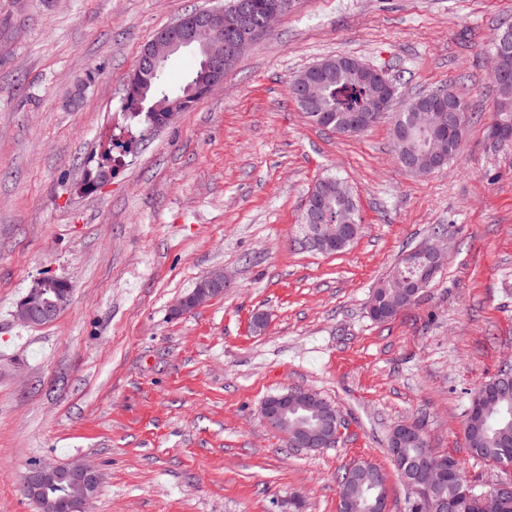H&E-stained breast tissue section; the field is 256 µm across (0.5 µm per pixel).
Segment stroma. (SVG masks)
I'll use <instances>...</instances> for the list:
<instances>
[{
  "label": "stroma",
  "instance_id": "obj_1",
  "mask_svg": "<svg viewBox=\"0 0 512 512\" xmlns=\"http://www.w3.org/2000/svg\"><path fill=\"white\" fill-rule=\"evenodd\" d=\"M218 0H0V512H39L35 463H91L90 512H339V476L387 475L399 423L473 458L474 390L512 366V150L491 147V43L512 0H296L192 109L147 137L126 80L158 30ZM382 71L396 106L444 89L476 112L462 150L431 174L396 160L390 119L358 136L309 121L289 81L327 58ZM133 140L109 160L113 142ZM112 176L95 191L86 173ZM341 178L362 229L344 251L304 244L315 183ZM443 228L448 260L415 304L374 321V288ZM221 296L174 315L197 281ZM49 274L73 289L53 322L14 311ZM301 387L340 411L328 448L290 447L263 420Z\"/></svg>",
  "mask_w": 512,
  "mask_h": 512
}]
</instances>
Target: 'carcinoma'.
I'll return each instance as SVG.
<instances>
[{"label":"carcinoma","mask_w":512,"mask_h":512,"mask_svg":"<svg viewBox=\"0 0 512 512\" xmlns=\"http://www.w3.org/2000/svg\"><path fill=\"white\" fill-rule=\"evenodd\" d=\"M242 10L250 13L255 24L263 22L262 6L268 0H231ZM493 50L501 51L512 58V26L509 25L497 34ZM325 73L317 74L308 68L297 75L290 84L292 98L307 94V83H316L314 88L318 116L311 120H320L328 129L340 132L357 119L371 115L372 101L380 90L383 78L367 69L358 60L339 56L321 61ZM167 63L160 64L154 74L148 76L139 100L126 101L129 119L140 126V132L150 133L158 126L154 124L158 114L167 111L171 97L191 89L202 77V66L186 72L176 82L166 71ZM497 88L496 108L488 125V130L504 129L512 131V70L506 75L494 77ZM452 98L457 111V126L447 132L431 129L428 132H415L419 124V109L422 96L418 95L401 110L391 113L392 134L398 148L400 162L425 164L428 153L422 151L427 139L442 142L448 152V158L459 154L465 129L473 113L458 96L441 91ZM323 199L320 203L322 222L325 224H361L356 202L347 186L335 176L322 178L317 185ZM400 272L413 280L422 273L421 265H405L400 262L395 272L382 280L374 289L372 298L393 303H413L422 289L410 292L396 287L395 273ZM497 388L502 403L512 408V371L503 370L489 380ZM466 425L473 430L469 442L472 456L496 466L512 465V412L486 417L482 413L467 415ZM455 475L438 487V497L453 506V512H474L473 497L477 493L467 487L465 473L460 463H455ZM380 470L368 462H360L353 469L345 470L339 477L340 512H366L375 494V481ZM64 487L57 482L43 486L39 496L33 498L41 512H65Z\"/></svg>","instance_id":"cac0c4a2"}]
</instances>
